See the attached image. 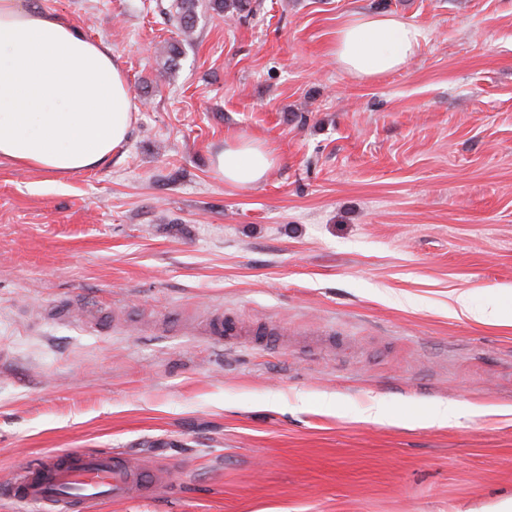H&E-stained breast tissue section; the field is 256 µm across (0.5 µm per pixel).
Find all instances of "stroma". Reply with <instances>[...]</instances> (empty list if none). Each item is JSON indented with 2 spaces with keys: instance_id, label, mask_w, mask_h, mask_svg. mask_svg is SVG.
<instances>
[{
  "instance_id": "stroma-1",
  "label": "stroma",
  "mask_w": 512,
  "mask_h": 512,
  "mask_svg": "<svg viewBox=\"0 0 512 512\" xmlns=\"http://www.w3.org/2000/svg\"><path fill=\"white\" fill-rule=\"evenodd\" d=\"M111 44L122 158L57 180L0 162V481L109 448L169 470L100 512H481L512 499V0H32ZM426 34L371 82L337 27ZM180 41L177 66L170 42ZM273 154L225 184L214 153ZM223 312L230 347L199 333ZM438 402L488 407L448 426ZM380 404L384 420H369ZM199 0H175L173 3V11L169 16V21L181 31L184 36L183 41L190 39L195 31L197 22V9ZM275 165L271 154L251 142H239L214 154L213 167L224 182L247 188L262 182ZM453 300L454 305L450 308V311L456 316L462 315L484 323H510L512 325V307L511 313L496 306L474 308L469 296L464 292L458 293Z\"/></svg>"
}]
</instances>
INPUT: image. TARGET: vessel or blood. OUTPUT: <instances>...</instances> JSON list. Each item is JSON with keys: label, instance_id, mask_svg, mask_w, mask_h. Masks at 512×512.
<instances>
[{"label": "vessel or blood", "instance_id": "1", "mask_svg": "<svg viewBox=\"0 0 512 512\" xmlns=\"http://www.w3.org/2000/svg\"><path fill=\"white\" fill-rule=\"evenodd\" d=\"M214 342L233 343V323L217 316L204 325ZM168 481L166 471L137 464L112 450H70L42 457L36 466L0 483V497L36 504L42 512H98L102 503L158 492Z\"/></svg>", "mask_w": 512, "mask_h": 512}]
</instances>
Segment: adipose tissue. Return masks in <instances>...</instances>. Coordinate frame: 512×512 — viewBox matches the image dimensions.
Returning <instances> with one entry per match:
<instances>
[{
	"label": "adipose tissue",
	"mask_w": 512,
	"mask_h": 512,
	"mask_svg": "<svg viewBox=\"0 0 512 512\" xmlns=\"http://www.w3.org/2000/svg\"><path fill=\"white\" fill-rule=\"evenodd\" d=\"M425 40L392 14L352 13L337 29L332 54L350 77L401 70ZM137 107L110 45L25 0H0V159L58 178L112 160L129 139ZM275 160L250 142L219 150L216 173L247 188Z\"/></svg>",
	"instance_id": "ef3b65f1"
}]
</instances>
